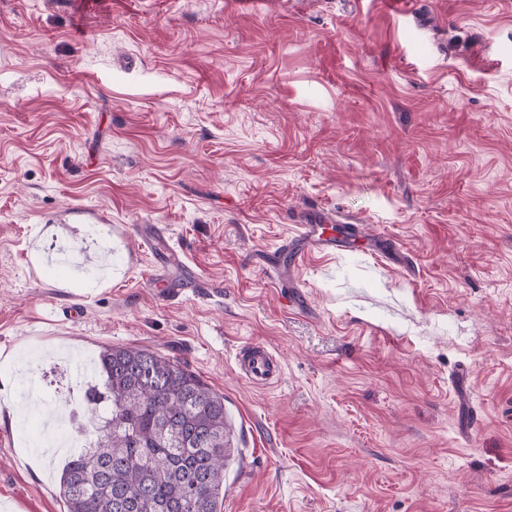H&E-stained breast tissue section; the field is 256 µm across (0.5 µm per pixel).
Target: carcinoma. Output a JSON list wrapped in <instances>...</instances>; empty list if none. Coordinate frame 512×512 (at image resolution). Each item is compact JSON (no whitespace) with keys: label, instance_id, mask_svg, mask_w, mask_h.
I'll return each instance as SVG.
<instances>
[{"label":"carcinoma","instance_id":"obj_1","mask_svg":"<svg viewBox=\"0 0 512 512\" xmlns=\"http://www.w3.org/2000/svg\"><path fill=\"white\" fill-rule=\"evenodd\" d=\"M59 479L67 512H222L224 397L175 359L106 346Z\"/></svg>","mask_w":512,"mask_h":512}]
</instances>
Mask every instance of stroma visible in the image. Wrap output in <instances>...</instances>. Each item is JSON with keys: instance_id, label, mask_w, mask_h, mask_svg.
Returning a JSON list of instances; mask_svg holds the SVG:
<instances>
[{"instance_id": "stroma-1", "label": "stroma", "mask_w": 512, "mask_h": 512, "mask_svg": "<svg viewBox=\"0 0 512 512\" xmlns=\"http://www.w3.org/2000/svg\"><path fill=\"white\" fill-rule=\"evenodd\" d=\"M225 2L0 0V364L37 362L0 379V512H66L42 413L109 345L223 395V512H512V0ZM315 205L411 270L314 253L287 304L267 264ZM237 359L241 374L258 387L271 385L281 376L280 360L263 345L249 346L239 352Z\"/></svg>"}]
</instances>
